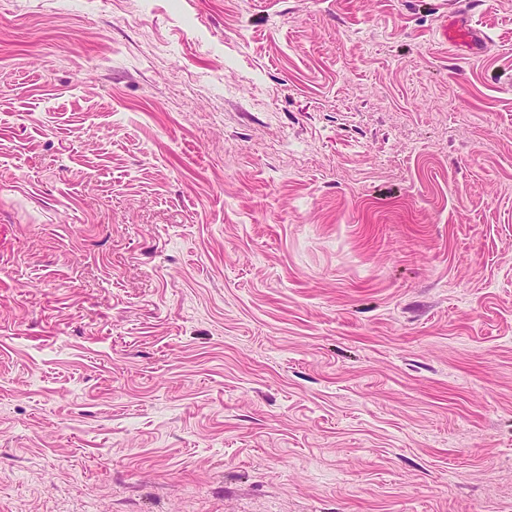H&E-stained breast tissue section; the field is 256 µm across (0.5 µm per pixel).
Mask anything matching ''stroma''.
Segmentation results:
<instances>
[{"label":"stroma","instance_id":"stroma-1","mask_svg":"<svg viewBox=\"0 0 512 512\" xmlns=\"http://www.w3.org/2000/svg\"><path fill=\"white\" fill-rule=\"evenodd\" d=\"M467 9L0 0V512H512V0Z\"/></svg>","mask_w":512,"mask_h":512}]
</instances>
